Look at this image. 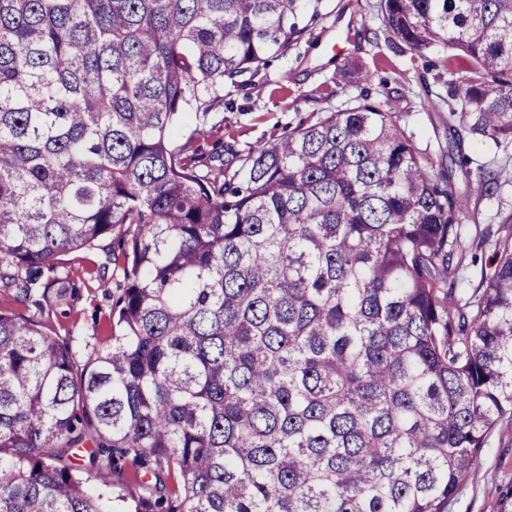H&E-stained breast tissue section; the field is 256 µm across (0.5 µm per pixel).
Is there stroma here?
<instances>
[{"instance_id": "obj_1", "label": "stroma", "mask_w": 512, "mask_h": 512, "mask_svg": "<svg viewBox=\"0 0 512 512\" xmlns=\"http://www.w3.org/2000/svg\"><path fill=\"white\" fill-rule=\"evenodd\" d=\"M378 5L379 0H321L310 34L286 56L269 59L248 84L225 85L224 104L210 112L209 124L223 127L225 142L244 153L312 113L345 107L366 89L371 99L402 114L419 149L450 165L449 50L439 44L420 54L389 37ZM469 208L478 220L463 224L464 245L472 246L482 232L490 243L456 272L457 292L465 298L491 271L493 242L512 235V182L493 196L471 198ZM73 259L85 274L74 310L48 309L40 316L80 353L86 342L104 346L111 341L109 315L116 290L112 281L99 278L113 270L110 247L80 251ZM136 476V468L128 464L110 486L93 481L88 489L100 495L104 512H134L129 487ZM511 503L512 421L506 420L488 435L479 464L450 499L448 512H502Z\"/></svg>"}]
</instances>
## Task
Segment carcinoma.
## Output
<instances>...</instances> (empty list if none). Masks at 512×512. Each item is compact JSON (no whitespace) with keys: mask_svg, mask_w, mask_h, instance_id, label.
Returning a JSON list of instances; mask_svg holds the SVG:
<instances>
[{"mask_svg":"<svg viewBox=\"0 0 512 512\" xmlns=\"http://www.w3.org/2000/svg\"><path fill=\"white\" fill-rule=\"evenodd\" d=\"M318 2L0 0V286L69 307L66 256L117 230L123 275L81 362L0 312V512H103L86 483L128 462L182 479L135 512H448L512 418V242L456 294L467 202L399 113L364 96L213 167L224 85ZM380 11L455 50L449 148L512 144V0Z\"/></svg>","mask_w":512,"mask_h":512,"instance_id":"obj_1","label":"carcinoma"}]
</instances>
